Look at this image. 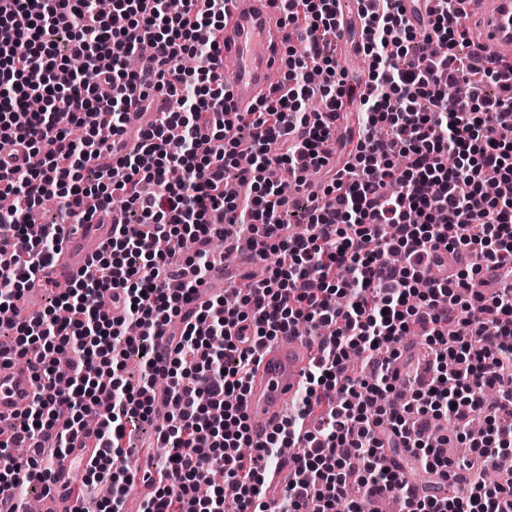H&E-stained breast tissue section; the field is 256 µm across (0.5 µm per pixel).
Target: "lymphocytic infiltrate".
<instances>
[{"label": "lymphocytic infiltrate", "instance_id": "f902f5d3", "mask_svg": "<svg viewBox=\"0 0 512 512\" xmlns=\"http://www.w3.org/2000/svg\"><path fill=\"white\" fill-rule=\"evenodd\" d=\"M280 2L292 41L287 84L238 112L219 69L225 0H180L176 10L169 0H112L108 16L97 0H0V133L16 146L0 156V193L13 198L0 212V328L15 333L0 363L41 349L37 393L0 433V512H23L20 489L50 480L43 449L64 461L85 434L96 453L79 492L110 479L98 512H121L138 478L123 440L161 400L176 407L156 428L172 457L139 512H266L265 478L285 446L298 454L278 512H367L383 498L397 499L399 512H512V480L473 473L512 452V285L480 286L484 266L512 270V138L503 134L512 83L457 54L472 38L464 20H449L448 0L425 23L440 54L412 66L402 59L418 34L401 0H366L371 93L336 172L326 155L346 80L321 50L336 30V0ZM185 57L193 67L180 66ZM461 81L474 95H454ZM486 84L496 94L479 95ZM154 91L179 97L180 110L133 128L131 112H146ZM309 98L317 110L304 109ZM74 124L86 138L72 139ZM278 164L294 184L268 182ZM314 174L326 179L327 201L303 231L287 232L292 190ZM117 195L125 217L89 271L54 306L22 317L18 300L63 243L59 225L34 222L35 208L55 197L63 220L88 224ZM218 212L241 239L263 235L279 256L263 279L241 275L232 304L198 298L214 241L237 251ZM161 238H188L194 249L175 265L155 250ZM302 323L318 353L288 415L254 440L242 410L249 369ZM409 335L427 347L415 367L396 349ZM61 349L72 355L63 387ZM441 414L454 435L432 433ZM402 453L423 479L391 467ZM442 479L467 493L423 492Z\"/></svg>", "mask_w": 512, "mask_h": 512}]
</instances>
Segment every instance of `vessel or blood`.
<instances>
[{"mask_svg": "<svg viewBox=\"0 0 512 512\" xmlns=\"http://www.w3.org/2000/svg\"><path fill=\"white\" fill-rule=\"evenodd\" d=\"M338 33L361 28L357 0H338ZM460 15H480L483 21L480 44L494 45L499 55L512 58V0H456ZM224 50L220 70L231 94L235 111L249 112L268 97L275 80L286 66L283 53L286 29L281 22L278 0H227L224 16ZM61 256L45 265L34 283L35 288L67 284L85 270L90 253L106 240L109 230L99 227L88 231L86 225L69 227ZM313 358L307 341L301 336H280L266 346L248 380L243 411L255 439L265 435L282 420L281 409L299 390L303 374ZM34 382L26 365L16 363L0 369V421L12 420L31 403ZM293 468L292 459L280 462L267 482L266 500L275 502ZM56 488L43 494L48 512H70L73 500L66 491L73 485L69 466L56 473Z\"/></svg>", "mask_w": 512, "mask_h": 512, "instance_id": "obj_1", "label": "vessel or blood"}]
</instances>
